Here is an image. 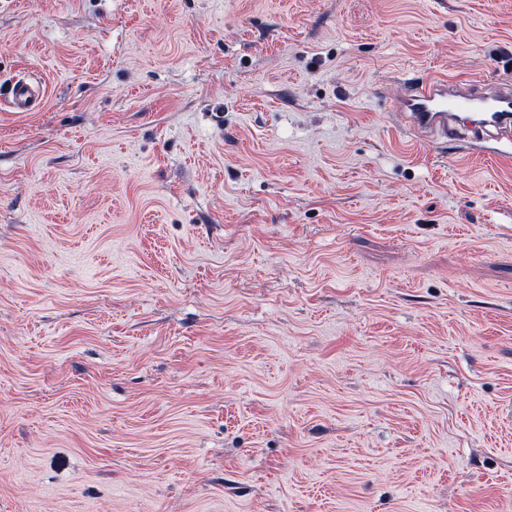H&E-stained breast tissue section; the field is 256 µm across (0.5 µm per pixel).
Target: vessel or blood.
Masks as SVG:
<instances>
[{
  "instance_id": "vessel-or-blood-1",
  "label": "vessel or blood",
  "mask_w": 512,
  "mask_h": 512,
  "mask_svg": "<svg viewBox=\"0 0 512 512\" xmlns=\"http://www.w3.org/2000/svg\"><path fill=\"white\" fill-rule=\"evenodd\" d=\"M44 94L36 79L0 83V105L29 111ZM392 115L421 138L445 143L467 136L476 142L512 141V85L443 77L408 83L394 100Z\"/></svg>"
}]
</instances>
